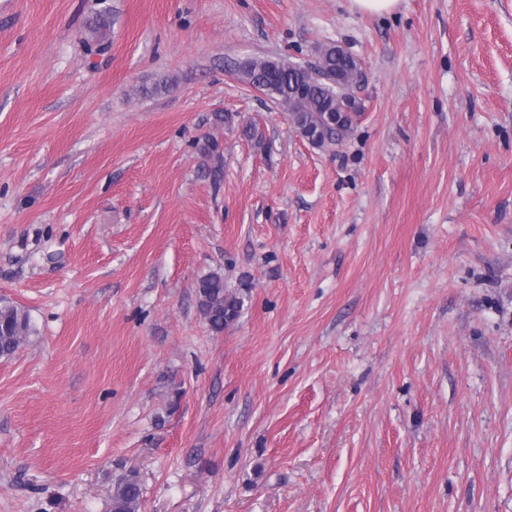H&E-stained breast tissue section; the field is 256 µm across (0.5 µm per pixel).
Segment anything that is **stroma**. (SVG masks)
<instances>
[{
  "label": "stroma",
  "mask_w": 512,
  "mask_h": 512,
  "mask_svg": "<svg viewBox=\"0 0 512 512\" xmlns=\"http://www.w3.org/2000/svg\"><path fill=\"white\" fill-rule=\"evenodd\" d=\"M324 43L317 147L236 69ZM0 302V512H512V0H0ZM107 17L100 15L83 33L81 43L88 55H102L108 52L110 41L107 33ZM201 153L209 161L208 171L215 182H219L224 174L223 153L217 140H206ZM196 288L200 314L212 332L223 333L224 328L238 316L241 300L226 291L224 276L219 272L201 278ZM33 331L26 311L14 305H0V357L13 355ZM142 485L136 473L120 475L112 491V512H139Z\"/></svg>",
  "instance_id": "35a3bbf8"
}]
</instances>
